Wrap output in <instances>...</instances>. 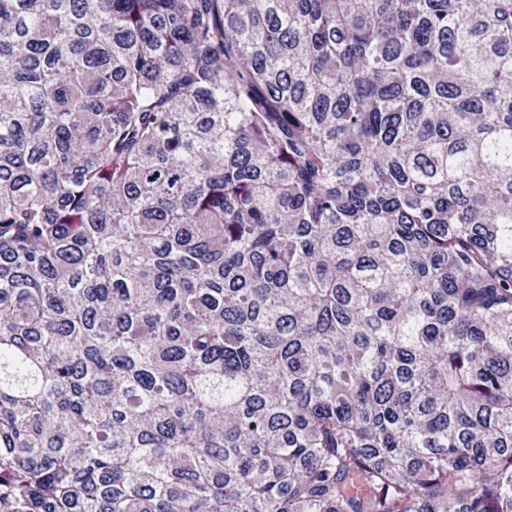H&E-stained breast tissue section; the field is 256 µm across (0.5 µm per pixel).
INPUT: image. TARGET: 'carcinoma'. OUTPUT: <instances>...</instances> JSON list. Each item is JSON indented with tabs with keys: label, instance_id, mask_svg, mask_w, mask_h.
Listing matches in <instances>:
<instances>
[{
	"label": "carcinoma",
	"instance_id": "1",
	"mask_svg": "<svg viewBox=\"0 0 512 512\" xmlns=\"http://www.w3.org/2000/svg\"><path fill=\"white\" fill-rule=\"evenodd\" d=\"M0 512H512V0H0Z\"/></svg>",
	"mask_w": 512,
	"mask_h": 512
}]
</instances>
